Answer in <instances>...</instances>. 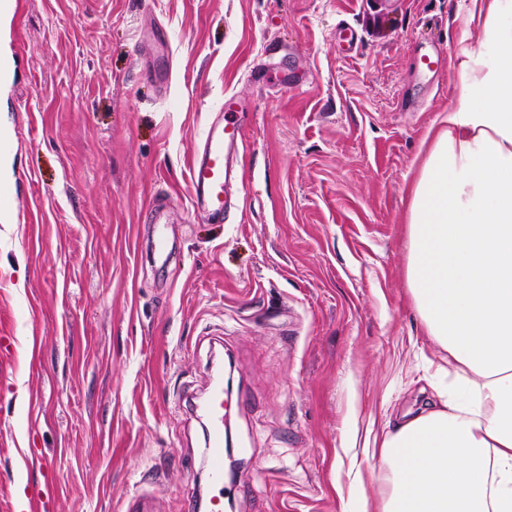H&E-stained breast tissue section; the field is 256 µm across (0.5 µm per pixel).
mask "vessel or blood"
Listing matches in <instances>:
<instances>
[{
  "mask_svg": "<svg viewBox=\"0 0 512 512\" xmlns=\"http://www.w3.org/2000/svg\"><path fill=\"white\" fill-rule=\"evenodd\" d=\"M23 0H0V13L11 16L8 37L11 45L22 39L18 20ZM242 120L234 110H226L224 120L211 124L204 142L203 154L189 165V185L195 206L209 214L224 212L225 190L236 172L243 168L245 158L241 137ZM201 415L209 424L206 452L207 471L214 490L209 499L210 512L224 510V390L215 387Z\"/></svg>",
  "mask_w": 512,
  "mask_h": 512,
  "instance_id": "1",
  "label": "vessel or blood"
}]
</instances>
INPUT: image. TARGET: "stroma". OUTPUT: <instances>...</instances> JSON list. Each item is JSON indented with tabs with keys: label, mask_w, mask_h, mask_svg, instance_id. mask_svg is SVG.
Returning a JSON list of instances; mask_svg holds the SVG:
<instances>
[{
	"label": "stroma",
	"mask_w": 512,
	"mask_h": 512,
	"mask_svg": "<svg viewBox=\"0 0 512 512\" xmlns=\"http://www.w3.org/2000/svg\"><path fill=\"white\" fill-rule=\"evenodd\" d=\"M471 0H26L0 87V512H187L216 358L236 512H362L352 447L434 398L448 353L407 285L408 188L479 51ZM441 55L434 71L419 62ZM246 117L223 219L189 163Z\"/></svg>",
	"instance_id": "1"
}]
</instances>
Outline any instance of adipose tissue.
Segmentation results:
<instances>
[{
    "instance_id": "obj_1",
    "label": "adipose tissue",
    "mask_w": 512,
    "mask_h": 512,
    "mask_svg": "<svg viewBox=\"0 0 512 512\" xmlns=\"http://www.w3.org/2000/svg\"><path fill=\"white\" fill-rule=\"evenodd\" d=\"M470 20L483 49L457 63L408 218L407 283L448 364L437 402L383 434L363 512H512V0H472Z\"/></svg>"
}]
</instances>
